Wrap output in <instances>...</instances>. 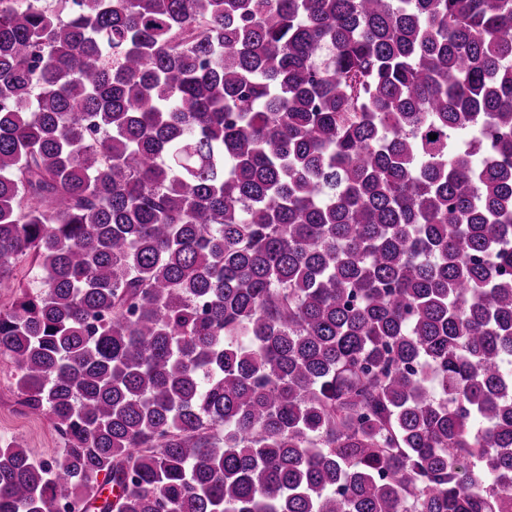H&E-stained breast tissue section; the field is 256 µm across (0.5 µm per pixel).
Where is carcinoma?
<instances>
[{
  "label": "carcinoma",
  "instance_id": "carcinoma-1",
  "mask_svg": "<svg viewBox=\"0 0 512 512\" xmlns=\"http://www.w3.org/2000/svg\"><path fill=\"white\" fill-rule=\"evenodd\" d=\"M0 288V512H512V0H0ZM15 368L0 358V441H15L29 448L36 456L54 454L59 443L52 423L46 417L23 413L18 404Z\"/></svg>",
  "mask_w": 512,
  "mask_h": 512
}]
</instances>
